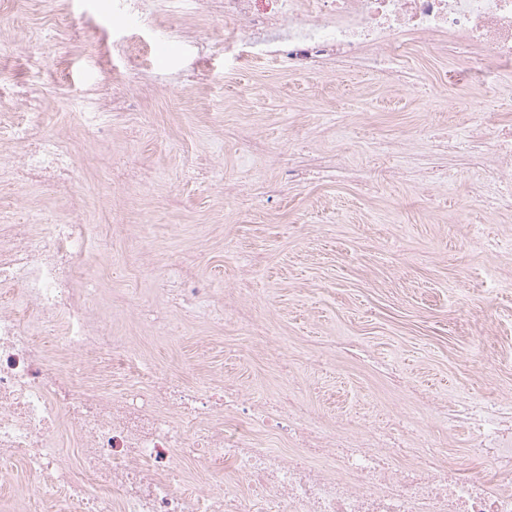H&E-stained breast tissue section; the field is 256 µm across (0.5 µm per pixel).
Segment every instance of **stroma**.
<instances>
[{
    "instance_id": "obj_1",
    "label": "stroma",
    "mask_w": 512,
    "mask_h": 512,
    "mask_svg": "<svg viewBox=\"0 0 512 512\" xmlns=\"http://www.w3.org/2000/svg\"><path fill=\"white\" fill-rule=\"evenodd\" d=\"M122 38L137 58L114 51ZM451 62L407 53L389 62L393 83L332 64L294 73L279 58L239 64L223 18L196 0H163L138 26L112 0H39L27 25L0 21V77L36 90L47 133L70 137L82 206L18 187L0 214L98 225L108 251L88 260L112 333L147 337L160 373L290 391L330 428L401 410L482 475L466 430L437 408L512 403V251L496 249L512 241V211L483 206L477 152L448 148L482 109L468 89L440 88ZM108 82L127 83L134 110L104 140L72 133L66 114ZM116 166L145 182L114 184ZM181 261L208 296H168ZM234 288L272 336L238 329ZM157 311L178 325L175 344L151 339Z\"/></svg>"
}]
</instances>
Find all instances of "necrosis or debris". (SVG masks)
<instances>
[{
	"label": "necrosis or debris",
	"mask_w": 512,
	"mask_h": 512,
	"mask_svg": "<svg viewBox=\"0 0 512 512\" xmlns=\"http://www.w3.org/2000/svg\"><path fill=\"white\" fill-rule=\"evenodd\" d=\"M226 40L299 71L323 61L376 67L380 51L447 43L464 54L449 81L478 78L483 104L512 106L491 71L512 67V0H198ZM20 105L10 114L8 106ZM99 88L73 113L94 138L126 108ZM38 93L0 85V139L17 144L0 184L74 198L68 139L44 132ZM487 184L512 182V131L477 120ZM93 224H0V482L31 491L28 512H512V405L449 406L469 430L466 475L445 442L378 414L327 430L294 401L227 383L162 378L144 345L94 314L84 257ZM120 391H113V378Z\"/></svg>",
	"instance_id": "necrosis-or-debris-1"
}]
</instances>
